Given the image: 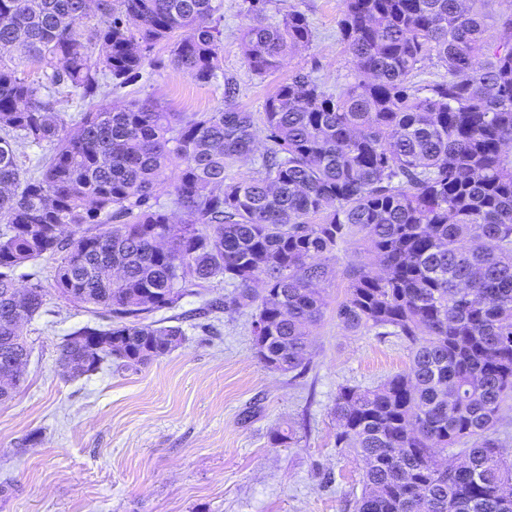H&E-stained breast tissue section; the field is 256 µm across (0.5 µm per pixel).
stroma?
<instances>
[{"mask_svg": "<svg viewBox=\"0 0 512 512\" xmlns=\"http://www.w3.org/2000/svg\"><path fill=\"white\" fill-rule=\"evenodd\" d=\"M291 9L308 17L314 37L279 71L249 70L240 41L247 4L222 0L213 21L223 66L217 80L201 84L175 69L163 41L141 77L109 103L150 97L170 112H212L229 101L258 113L281 81L302 70L338 90L351 68L337 30L341 0H269L266 15L276 22ZM228 82L236 89L229 100ZM364 252L355 237L331 260L327 309L310 330L312 363L299 374L260 363L250 310L198 318L202 299L187 296L154 316L185 333L169 354L137 368L69 376L59 362L63 340L104 319L59 297L53 261L18 268V284L40 285L46 304L23 325L33 347L24 384L0 403V512H354L362 471L335 443L336 390L380 385L410 358L403 339L357 335L336 319L347 271ZM287 428L294 444L272 445V433Z\"/></svg>", "mask_w": 512, "mask_h": 512, "instance_id": "obj_1", "label": "stroma"}]
</instances>
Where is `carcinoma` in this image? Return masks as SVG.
Listing matches in <instances>:
<instances>
[{
  "label": "carcinoma",
  "mask_w": 512,
  "mask_h": 512,
  "mask_svg": "<svg viewBox=\"0 0 512 512\" xmlns=\"http://www.w3.org/2000/svg\"><path fill=\"white\" fill-rule=\"evenodd\" d=\"M265 2L251 0L241 38L260 76L313 38L303 13L271 23ZM93 3L0 0V364L30 355L15 313L30 320L46 304L38 286L17 298L14 271L49 259L60 297L110 320L60 346V363L87 360L79 376L167 355L183 331L150 316L216 278L231 292L205 309H255L259 360L301 373L328 261L360 234L364 260L336 318L404 339L410 362L336 391V447L363 471L356 512H512V460L495 437L512 400V0H343L346 83L329 93L297 72L259 114L99 102L161 41L196 81L217 78L220 5ZM433 58L445 78L412 81ZM65 90L86 108L72 128L56 109ZM261 129L270 146L253 174L232 176ZM18 140L48 152L23 168ZM458 444L463 462L436 459Z\"/></svg>",
  "instance_id": "carcinoma-1"
}]
</instances>
